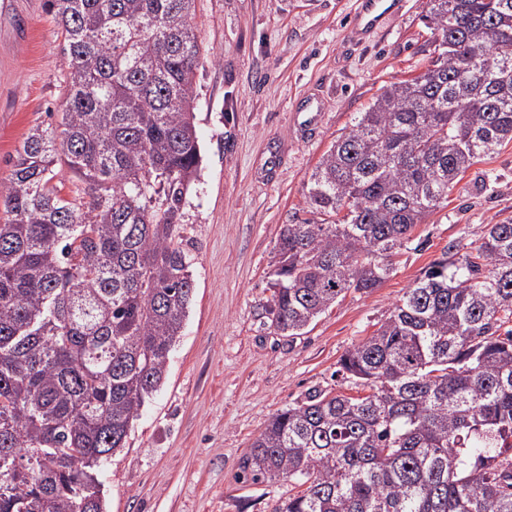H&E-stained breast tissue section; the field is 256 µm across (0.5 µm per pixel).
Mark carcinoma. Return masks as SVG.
I'll list each match as a JSON object with an SVG mask.
<instances>
[{"mask_svg": "<svg viewBox=\"0 0 512 512\" xmlns=\"http://www.w3.org/2000/svg\"><path fill=\"white\" fill-rule=\"evenodd\" d=\"M70 70L60 127L29 129L0 181V512H105L104 464L166 378L194 292L180 209L199 177L196 0H46ZM438 38L310 175L282 226L267 312L298 336L370 293L458 178L512 140V0H430ZM476 59L477 81L457 76ZM62 160L89 201L46 176ZM163 196L153 206L155 196ZM477 263L436 261L340 359L365 396L320 390L242 458L302 487L272 512H512V222Z\"/></svg>", "mask_w": 512, "mask_h": 512, "instance_id": "carcinoma-1", "label": "carcinoma"}]
</instances>
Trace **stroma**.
Segmentation results:
<instances>
[{
    "instance_id": "1",
    "label": "stroma",
    "mask_w": 512,
    "mask_h": 512,
    "mask_svg": "<svg viewBox=\"0 0 512 512\" xmlns=\"http://www.w3.org/2000/svg\"><path fill=\"white\" fill-rule=\"evenodd\" d=\"M355 0H197L198 180L180 236L194 293L161 390L102 480L106 512H271L287 481L244 483L239 461L278 411L313 390L366 395L340 357L387 320L432 263L475 256L488 225L512 222V141L470 167L416 225L373 292H348L302 335L266 311L283 225L309 218V176L380 89L424 70L437 37L429 0L366 38ZM45 0H0V181L25 134L59 124L69 70Z\"/></svg>"
}]
</instances>
